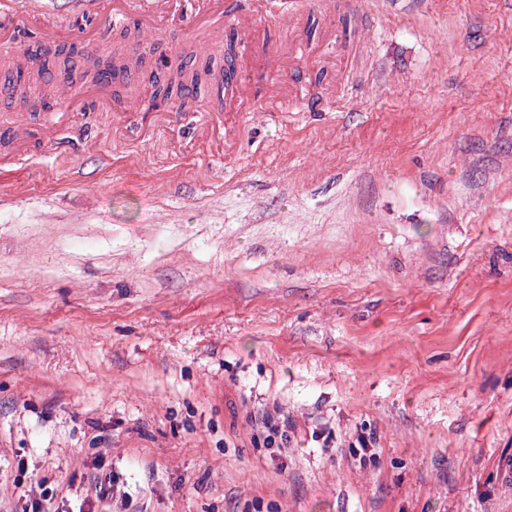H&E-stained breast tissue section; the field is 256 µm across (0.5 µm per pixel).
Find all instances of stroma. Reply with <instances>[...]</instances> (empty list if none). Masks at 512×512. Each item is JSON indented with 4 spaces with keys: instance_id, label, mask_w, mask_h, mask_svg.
<instances>
[{
    "instance_id": "35a3bbf8",
    "label": "stroma",
    "mask_w": 512,
    "mask_h": 512,
    "mask_svg": "<svg viewBox=\"0 0 512 512\" xmlns=\"http://www.w3.org/2000/svg\"><path fill=\"white\" fill-rule=\"evenodd\" d=\"M374 8L319 64L348 99L25 117L54 129L0 171V512H512V0ZM263 39L254 106L313 75ZM279 423L282 424L279 426ZM257 425H260L267 433L264 438L266 445H276V448H287V436L284 434L285 430H282L283 427L287 426L285 419L281 422L279 417L275 418L274 415L267 412L260 419L258 418Z\"/></svg>"
}]
</instances>
